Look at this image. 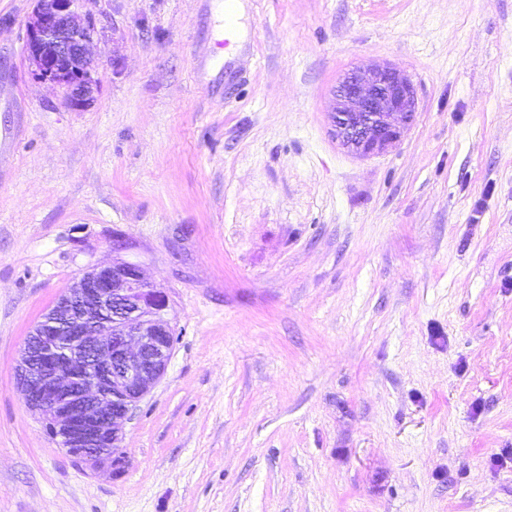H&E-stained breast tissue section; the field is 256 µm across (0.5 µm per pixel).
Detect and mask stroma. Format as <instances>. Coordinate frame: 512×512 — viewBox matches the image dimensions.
<instances>
[{
    "instance_id": "obj_1",
    "label": "stroma",
    "mask_w": 512,
    "mask_h": 512,
    "mask_svg": "<svg viewBox=\"0 0 512 512\" xmlns=\"http://www.w3.org/2000/svg\"><path fill=\"white\" fill-rule=\"evenodd\" d=\"M0 0V512H512V0H80L70 108ZM387 63L396 148L332 134ZM124 249L113 250V240ZM169 296L167 370L122 474L23 401L35 324L90 266ZM334 96L333 134L359 157L393 147L417 117L413 83L388 64L347 72L336 84Z\"/></svg>"
}]
</instances>
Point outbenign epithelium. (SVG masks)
<instances>
[{
    "instance_id": "7a95c632",
    "label": "benign epithelium",
    "mask_w": 512,
    "mask_h": 512,
    "mask_svg": "<svg viewBox=\"0 0 512 512\" xmlns=\"http://www.w3.org/2000/svg\"><path fill=\"white\" fill-rule=\"evenodd\" d=\"M26 32L36 78L64 88L72 108L90 104L99 86L88 53L96 30L78 0H37ZM334 96L333 134L359 157L393 147L417 117L413 83L388 64L346 73ZM169 308L139 265L114 261L84 271L30 332L16 365L20 395L74 459L123 468V425L171 357Z\"/></svg>"
}]
</instances>
